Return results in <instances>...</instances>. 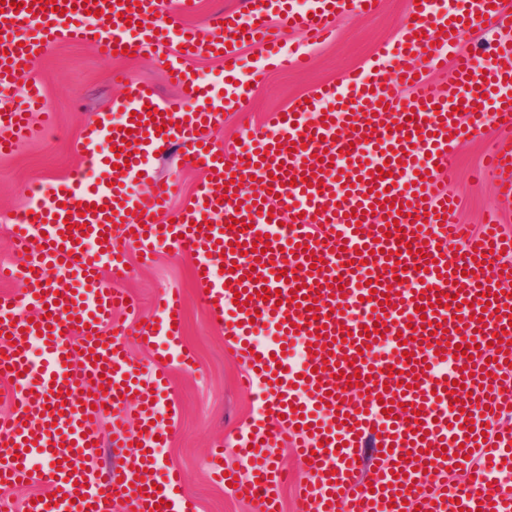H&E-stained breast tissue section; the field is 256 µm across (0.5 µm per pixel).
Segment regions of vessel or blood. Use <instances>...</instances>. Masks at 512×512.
<instances>
[{"label": "vessel or blood", "instance_id": "obj_1", "mask_svg": "<svg viewBox=\"0 0 512 512\" xmlns=\"http://www.w3.org/2000/svg\"><path fill=\"white\" fill-rule=\"evenodd\" d=\"M22 2L0 11V90L24 87L30 109L0 110V155L35 135L30 112L42 109L44 90L29 67L58 44L164 50L173 81L200 101L210 89L185 67V52L217 57L225 97L238 104L242 44L265 61L303 67L309 57L284 51L280 27L325 40L333 19L377 10L372 0H310L306 10L293 0H246L244 12L213 15L201 31L181 23L198 0ZM408 12L399 39L370 68L294 99L224 150L209 134L222 107L187 112L143 82L125 85L114 112L84 127L75 142L80 169L16 221L19 239L33 243L27 267L0 264V281L22 275L37 310L28 317L13 296H0V378L12 387L11 413L0 420V488L27 480L53 491L24 502V512H114L119 502L129 512H184L172 492L181 476L162 470L157 454L167 436L155 422L165 380L128 357V330L112 321L125 298L102 283L103 270L126 275L130 246L145 258L162 246L191 256L202 305L260 392V418L235 450L247 477L233 482L256 512H280L288 476L265 451L283 429L312 477L301 489L303 512H512L503 484L512 426L501 423L512 413V352L492 345L500 332L512 340V235L491 217L469 233L440 173L497 123L507 136L483 169L512 199V42H497L487 60L459 47L482 22L511 31L512 6L410 0ZM447 63L458 80L448 92L423 74ZM127 141L134 153L116 155ZM168 144L203 172L189 209L171 222L176 180L143 197L127 190ZM98 240L103 248L88 249ZM402 242L412 252H399ZM52 269L67 272L68 287L49 282ZM283 269L296 279H279ZM266 288L280 290V300H263ZM240 291L248 303H235ZM448 294L465 307L442 305ZM311 300L318 312L307 311ZM183 325L181 296L169 290L143 335L164 358ZM462 342L478 345V355H456ZM132 401L134 438L124 429ZM107 411L116 454L98 473L90 462ZM369 437L380 448L366 475L357 459ZM133 441L138 452H124ZM458 451L467 476L455 480L448 470Z\"/></svg>", "mask_w": 512, "mask_h": 512}]
</instances>
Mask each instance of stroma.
<instances>
[{
  "label": "stroma",
  "instance_id": "1",
  "mask_svg": "<svg viewBox=\"0 0 512 512\" xmlns=\"http://www.w3.org/2000/svg\"><path fill=\"white\" fill-rule=\"evenodd\" d=\"M406 20L407 0H381L373 15L337 18L335 35L327 41L313 42L295 31L284 30L285 49L297 48L310 56L311 64L305 69L287 70L261 63L254 57V47H244V72L252 87L243 107L226 106L222 125L211 133L215 145L224 147L257 130L267 113L287 108L294 98L338 80L346 71L366 68L379 45L399 37ZM31 75L44 88L55 125L41 131L13 155L0 157V262L17 257L12 216L29 205L31 186H57L79 166L80 159L71 147L73 139L97 113L110 111L126 81H150L161 99L184 104L188 109L193 106L186 91L171 83L158 56L110 57L92 45L62 43L35 59ZM498 133L497 126H489L483 138L458 149L444 177L458 197L466 223L476 226L484 215L496 213L504 228L512 232V205L503 202L491 184L477 179L483 141ZM172 177L179 182L170 201L171 210L176 211L191 200L201 178L198 170L185 165L178 152L159 155L152 178L134 181L133 189L144 195ZM127 261L129 274L115 287L128 295L132 306L117 312L116 321L132 330L140 322L155 321L164 291L177 290L184 302L181 344L195 357L189 369L171 359L164 363L169 381L167 407L159 416L168 434L165 446L158 450L163 464L183 474L181 497L188 512H254L247 500L211 476V448L224 447L227 464H237V441L254 423L258 400L255 393L240 387L242 367L225 351L223 330L198 301L192 258L161 248L150 260L143 261L132 249ZM271 456L290 476L280 493L282 512H299L298 491L308 475L291 439L282 438L272 448Z\"/></svg>",
  "mask_w": 512,
  "mask_h": 512
}]
</instances>
